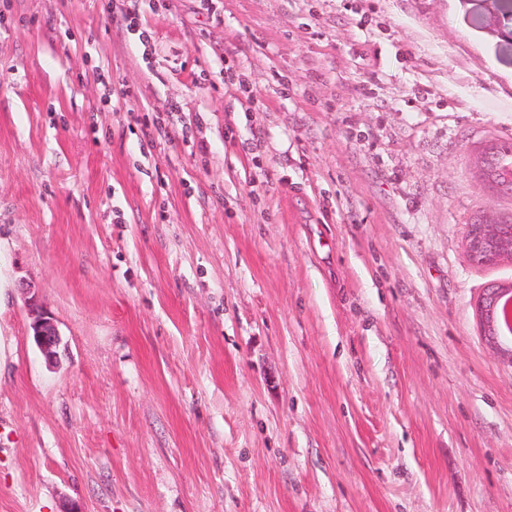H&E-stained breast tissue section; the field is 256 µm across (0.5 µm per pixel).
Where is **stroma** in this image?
<instances>
[{
    "label": "stroma",
    "mask_w": 512,
    "mask_h": 512,
    "mask_svg": "<svg viewBox=\"0 0 512 512\" xmlns=\"http://www.w3.org/2000/svg\"><path fill=\"white\" fill-rule=\"evenodd\" d=\"M131 9L0 0V512H512V12ZM511 218L488 213L478 217L470 226L467 239V251L473 259L492 264L500 260H512V224ZM509 285H495L486 289V293L480 299L476 306V316L481 327V333L485 343L493 350L499 360L503 364L512 367V351L511 347L504 342L502 336L511 339L512 334V294L502 300V336L496 332L495 324L497 319V308L500 297L512 292ZM510 314L509 319L506 318ZM26 302L32 318L30 327L33 330L32 337L35 345L47 359L56 358L60 337L53 317L38 307L33 296L28 297Z\"/></svg>",
    "instance_id": "1"
}]
</instances>
